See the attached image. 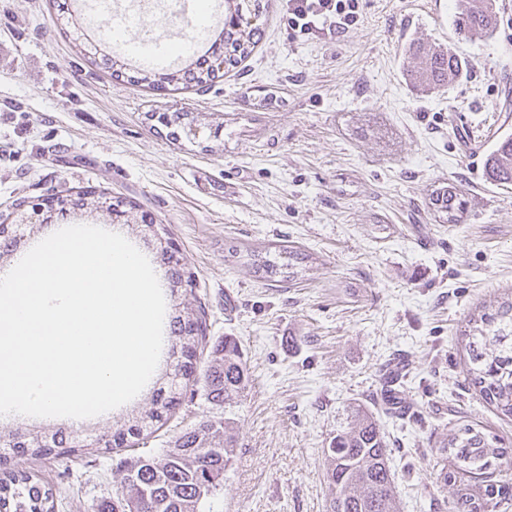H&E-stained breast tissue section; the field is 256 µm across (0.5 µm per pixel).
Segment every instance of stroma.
Wrapping results in <instances>:
<instances>
[{
  "instance_id": "stroma-1",
  "label": "stroma",
  "mask_w": 512,
  "mask_h": 512,
  "mask_svg": "<svg viewBox=\"0 0 512 512\" xmlns=\"http://www.w3.org/2000/svg\"><path fill=\"white\" fill-rule=\"evenodd\" d=\"M62 0H0V215L66 190L120 195L167 225L206 311V341L236 338L248 383L211 404L189 383L181 404L126 448H79L5 466L50 484L55 512H91L121 489L122 461L158 458L183 431L219 418L236 440L203 512H329L326 450L354 406L391 448L399 512H452L456 491H512V419L471 384L461 332L512 295V186L483 170L512 134V0L485 40L459 39L454 0H359L332 36L290 30L283 0L256 23L254 52L206 92L115 80L61 32ZM417 40L467 70L437 90L409 76ZM191 116L198 135L174 126ZM467 202L448 223L431 198ZM426 237L428 247L415 243ZM295 248L288 281L258 278L250 254ZM404 365V417L383 397ZM496 434L511 454L444 485L449 430Z\"/></svg>"
}]
</instances>
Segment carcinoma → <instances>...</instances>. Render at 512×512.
<instances>
[{"label":"carcinoma","mask_w":512,"mask_h":512,"mask_svg":"<svg viewBox=\"0 0 512 512\" xmlns=\"http://www.w3.org/2000/svg\"><path fill=\"white\" fill-rule=\"evenodd\" d=\"M225 11L237 22H224L221 42L205 54L190 60L180 69L130 68L114 69L112 75L132 86H147L156 90L182 87H204L213 83L223 70L236 67L248 57L262 39L258 25L251 19L259 17L269 7L262 0H224ZM499 23L495 0H456L454 26L465 40L491 37ZM415 65L413 79L428 88L443 87L459 77L466 62L458 54L439 47L418 44L412 53ZM488 173L495 181L512 184V150L495 152L487 161ZM434 208L448 215V223L456 224L462 217L465 199L451 188L436 193ZM38 225L24 229L16 224H0V261L15 256L26 244L22 235H31ZM164 270L168 288L175 293L190 288L193 280L185 270L179 251L172 250L155 256ZM297 251L289 245L278 247L276 257L255 264V272L270 280H284L297 275L294 261ZM169 353L173 370L165 385L154 390L148 408L136 411L128 418L126 428L103 432L79 439L61 427L48 428L33 434L17 428L6 437L0 436V448H28L32 455L45 458L55 448H121L147 429L167 421L181 403L187 382L196 377L197 350L205 340L204 314L178 310L169 320ZM469 350L472 385L481 397L505 417H512V299L468 320L465 331ZM215 364L203 373L207 399L216 406L232 401L246 386L247 368L236 340L231 337L215 344L212 349ZM451 456L454 471H443L439 478L448 484L455 472L481 471L492 461L506 455L498 438L475 427L465 426L448 434L443 445ZM329 467L327 481L334 486L331 512H396L395 473L389 466L391 448L380 435L373 416L357 412L351 430L336 435L327 449ZM234 456V440L227 434L221 420L207 419L180 435L164 456L156 461L139 458L123 465L121 512H198L200 501L224 481V470ZM504 490L491 488L486 497L476 498L459 493L453 502V512H489L495 496ZM0 512H54L53 489L35 481L25 472L0 477Z\"/></svg>","instance_id":"1"}]
</instances>
